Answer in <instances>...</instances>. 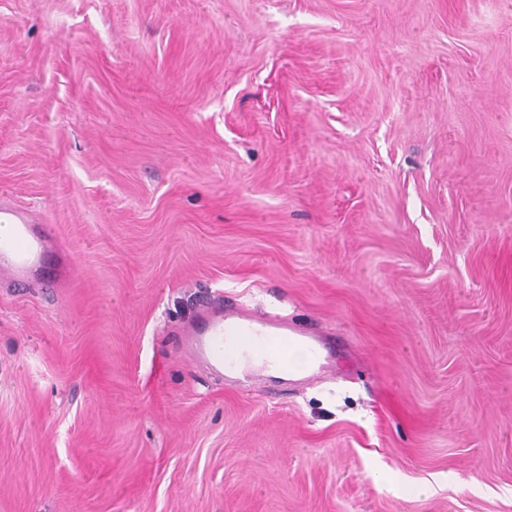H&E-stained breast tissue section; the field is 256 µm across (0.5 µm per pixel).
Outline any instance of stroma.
<instances>
[{
    "mask_svg": "<svg viewBox=\"0 0 512 512\" xmlns=\"http://www.w3.org/2000/svg\"><path fill=\"white\" fill-rule=\"evenodd\" d=\"M0 195L77 269L0 280V512H512V0H0ZM182 336L181 349L191 360L225 371L248 387L266 374L308 381L328 368L313 335L263 314L229 313L220 303L204 305ZM253 362L261 364L258 370L250 366Z\"/></svg>",
    "mask_w": 512,
    "mask_h": 512,
    "instance_id": "35a3bbf8",
    "label": "stroma"
}]
</instances>
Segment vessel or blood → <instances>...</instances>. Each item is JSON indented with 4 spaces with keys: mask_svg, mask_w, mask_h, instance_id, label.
<instances>
[{
    "mask_svg": "<svg viewBox=\"0 0 512 512\" xmlns=\"http://www.w3.org/2000/svg\"><path fill=\"white\" fill-rule=\"evenodd\" d=\"M59 251L51 225L37 223L28 210L0 199V280L27 284ZM181 349L191 360L246 384L266 374L308 381L327 369L316 337L263 314L227 312L220 303L202 307L196 322L184 330Z\"/></svg>",
    "mask_w": 512,
    "mask_h": 512,
    "instance_id": "1",
    "label": "vessel or blood"
}]
</instances>
